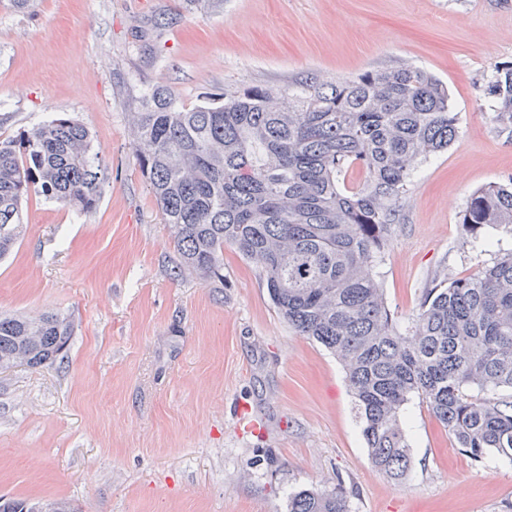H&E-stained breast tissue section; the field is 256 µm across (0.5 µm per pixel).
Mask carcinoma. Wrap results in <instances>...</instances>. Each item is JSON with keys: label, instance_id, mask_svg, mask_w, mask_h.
<instances>
[{"label": "carcinoma", "instance_id": "1", "mask_svg": "<svg viewBox=\"0 0 512 512\" xmlns=\"http://www.w3.org/2000/svg\"><path fill=\"white\" fill-rule=\"evenodd\" d=\"M492 120L512 136V65L486 87ZM133 153L168 224L178 270L224 280V247L262 273L278 314L344 364L374 468L411 470L401 412L416 395L475 462L512 461V249L478 274L426 290L402 333L374 268L399 222L418 162L458 134L447 87L402 65L334 81L224 92L185 108L156 87L137 113ZM359 168L364 178L345 183ZM89 130L57 117L0 140V258L13 248L29 195L89 213L102 194ZM474 239L512 227V180L476 190L460 216ZM57 314L0 313V366H49L68 347ZM43 503L0 496V512ZM288 512H349L342 492L301 489Z\"/></svg>", "mask_w": 512, "mask_h": 512}]
</instances>
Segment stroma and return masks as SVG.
<instances>
[{
    "label": "stroma",
    "mask_w": 512,
    "mask_h": 512,
    "mask_svg": "<svg viewBox=\"0 0 512 512\" xmlns=\"http://www.w3.org/2000/svg\"><path fill=\"white\" fill-rule=\"evenodd\" d=\"M512 63V0H0V140L61 115L104 169L95 210L29 196L0 259V312L68 318L63 359L0 372V495L77 512H288L292 490L342 487L349 512H512V463H476L419 399L412 469L368 456L343 365L276 314L260 271L224 250L223 281L177 273L170 229L133 155L146 90L187 108L254 84L401 65L448 88L458 134L419 163L375 272L408 328L427 288L470 277L512 228L472 246L478 188L512 177L485 95ZM247 406L263 427L239 426Z\"/></svg>",
    "instance_id": "obj_1"
}]
</instances>
